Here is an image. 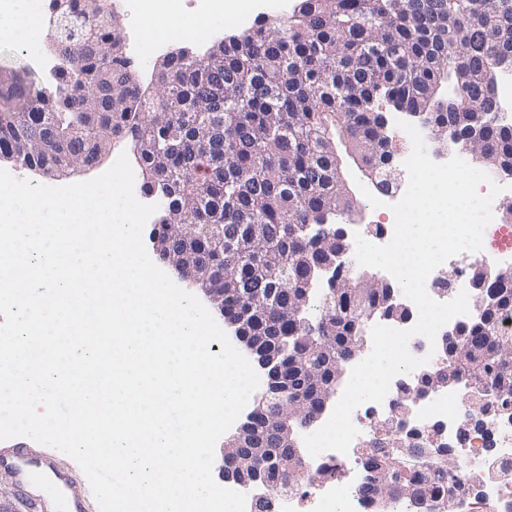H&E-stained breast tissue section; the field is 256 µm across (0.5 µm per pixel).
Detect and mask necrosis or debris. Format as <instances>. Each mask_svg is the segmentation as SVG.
Wrapping results in <instances>:
<instances>
[{"instance_id": "obj_1", "label": "necrosis or debris", "mask_w": 512, "mask_h": 512, "mask_svg": "<svg viewBox=\"0 0 512 512\" xmlns=\"http://www.w3.org/2000/svg\"><path fill=\"white\" fill-rule=\"evenodd\" d=\"M222 0H165L164 14L151 18L141 28V40L163 48L161 32L166 19L193 11L203 17L216 11ZM472 386L426 387L418 373L393 378L382 403L366 402L353 413L359 430L348 454L326 451L319 456L303 455L304 480L283 488L279 512H415L402 499L378 500L360 492L368 476L367 447L374 436L400 437L424 448L423 454L404 457L403 467L421 476L443 454L458 460L462 487L454 494L461 512H512V421L494 413L485 416L483 430L473 432L467 443L458 439L467 402H479Z\"/></svg>"}]
</instances>
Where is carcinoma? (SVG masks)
<instances>
[{
  "mask_svg": "<svg viewBox=\"0 0 512 512\" xmlns=\"http://www.w3.org/2000/svg\"><path fill=\"white\" fill-rule=\"evenodd\" d=\"M96 10V0H50L59 85L47 91L16 74L0 88V157L52 175L72 154L91 167L116 137L130 138L142 188L159 206L150 232L159 258L222 288L224 322L245 347L275 348L273 367L288 383L280 405L302 409L289 425L314 422L360 353L368 318L408 313L390 300L397 286L361 285L370 269L353 263L336 222L345 198L326 133L345 126L359 169L378 177L401 148L379 104L428 110L438 139L473 143L490 157L491 174L512 167V118L494 96L500 71L512 70L503 59V48L512 50V0H297L288 14L264 16L202 55L168 53L153 70L154 96L131 69L116 19L90 23ZM450 98L466 106L440 111ZM188 212L196 224L224 225L223 251L193 235ZM269 251L288 279L263 262ZM332 262L330 273L311 275ZM470 282L474 315L445 339L423 383L468 377L512 420V353L492 334L512 321V271L476 268ZM479 412L465 413L460 442L481 426ZM242 428L251 445L224 449L241 482L259 472L283 486L301 482V459L282 442L274 404L254 405ZM367 466V491L405 498L416 512L434 500L427 487L458 482L452 456L419 482L392 454Z\"/></svg>",
  "mask_w": 512,
  "mask_h": 512,
  "instance_id": "obj_1",
  "label": "carcinoma"
}]
</instances>
